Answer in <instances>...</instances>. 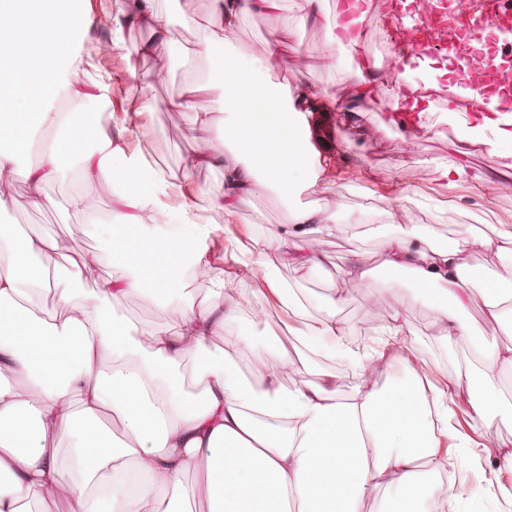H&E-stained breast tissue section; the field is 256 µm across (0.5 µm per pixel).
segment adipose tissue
<instances>
[{
  "label": "adipose tissue",
  "mask_w": 512,
  "mask_h": 512,
  "mask_svg": "<svg viewBox=\"0 0 512 512\" xmlns=\"http://www.w3.org/2000/svg\"><path fill=\"white\" fill-rule=\"evenodd\" d=\"M83 0H0V182L28 184L36 205L52 208L44 185L56 179L68 159L81 164L83 179L111 188L120 209L116 225L132 236L107 233L109 260L121 277L100 280L78 294L89 271L81 253L60 257L55 239L32 235L0 221V512H29L31 498L62 504L63 512H180V504L203 499L206 512H367L368 487L385 489L378 512H441L447 488L433 479L431 466L439 436H450L452 394L428 397L414 370L382 389L364 386L339 396L328 382L305 379L284 386L277 373L297 363L277 341L255 345L241 337V352L263 365L255 386L211 340L236 321L237 309L206 293L181 299L176 331L153 328L110 314L117 296L172 295L183 268L205 260L206 242L216 227L209 212L224 215V238L234 243L233 260L243 266L273 249L291 254L297 265L315 269L328 260L312 249L335 214L322 206L291 208L289 224L273 239L238 241L233 232L244 206L267 190L284 200L318 188L327 167L308 140V98L319 109L335 106L336 95L315 94L290 85L286 59H263L212 37L197 44L209 58L206 84L224 93V143L195 155L182 173L158 168L151 156L130 153L120 142L126 125L106 126L84 117L81 108L61 111L62 98L80 99L85 72L71 52L70 34L90 25ZM278 0H211L208 27L233 31L248 15L270 12ZM127 23L150 29L153 40L139 55L167 60L158 46L167 40L156 0H124ZM365 0H344L341 15L326 25L331 43L360 46ZM381 63L361 58L349 70L348 110L375 99ZM455 120L456 111H449ZM457 123V121H456ZM40 130L56 131L49 144L36 145ZM455 148L489 143L512 145V113L496 100L484 105L473 123H457ZM38 147L35 164L19 165L18 155ZM224 168L219 197L184 196L194 170ZM181 196L179 206L161 209L160 196ZM496 248L512 256V228L494 236L471 237L462 247H432L420 236L402 233L386 239L381 266L388 285L404 273L416 275L420 295L443 324L438 337L450 344L460 336L474 343L484 370L467 366L455 377L466 390L473 418L484 423L512 417V400L500 386L495 365L512 367V341L496 342L473 331L466 313L480 296L492 329L512 333V282L491 268L471 278V253ZM369 272L351 262L338 273L330 308L311 314L294 287L273 269L263 277L266 292L280 309L301 320L297 340L308 352L322 353L362 367L382 360L385 349L359 352L346 343L333 305L350 287L364 285ZM58 311L46 315L45 297ZM195 359L199 393L188 392L181 366ZM201 481L187 486L189 472Z\"/></svg>",
  "instance_id": "adipose-tissue-1"
}]
</instances>
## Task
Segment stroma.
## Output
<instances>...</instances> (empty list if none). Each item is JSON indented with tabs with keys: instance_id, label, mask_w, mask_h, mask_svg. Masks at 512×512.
Returning <instances> with one entry per match:
<instances>
[{
	"instance_id": "1",
	"label": "stroma",
	"mask_w": 512,
	"mask_h": 512,
	"mask_svg": "<svg viewBox=\"0 0 512 512\" xmlns=\"http://www.w3.org/2000/svg\"><path fill=\"white\" fill-rule=\"evenodd\" d=\"M304 5V0H283L281 10L244 17L240 23L239 42L263 58L276 53L287 58L288 68L310 87L343 94L348 75L349 55L331 44L323 28L309 26L295 33L299 51H292L289 41L277 40L276 35ZM159 8L169 32V43L162 49L168 59L165 80L144 86L152 73L155 60L151 57L129 62L127 53L133 46L150 41L151 30L123 25L118 52L112 63L113 82L121 83L127 100L146 99L147 105L130 125L125 135L128 149H137L140 142L152 143V158L162 169L179 171L190 163L200 146L209 142L223 144L224 130L218 120L224 115L220 88L210 87L196 94L200 111L212 113L215 125L195 123L192 113L169 109L170 99L184 92L192 83L202 82L209 69L207 58L196 55L194 47L200 35L199 25L207 19L210 0H160ZM136 65V74H129V65ZM377 101L361 106L358 123L339 126L334 137L320 141L328 155L336 156L340 177L333 186L301 195L304 203H318L336 215V222L321 236V246L335 257L336 263L322 269H303L287 255L269 250L259 257L252 277H263L264 266L276 267L280 276L301 288L311 312L328 304L338 267L350 260H359L371 272L369 281L354 288L350 299L336 309V320L346 331L364 327L371 333L399 318L411 333L413 350L427 352L442 381L452 380L465 354L471 350L468 338L455 339L443 346L437 341L441 323L436 311L417 295L413 275H405L402 283L388 288L380 263L381 242L385 236L401 231L418 234L434 246H458L474 234L484 232L489 225L512 226V195H499V184L512 185V147L487 145L478 147L468 160L471 175L466 180L448 185L441 174L442 165H456L459 156L448 143V105L444 99L432 101L425 114L426 134L413 140L382 129L380 101L388 100L386 84H379ZM83 178L78 167H71L68 178L45 185L46 194L57 206L46 209L30 201L27 183L14 181L8 195L10 206L0 212V219L11 222L22 217L24 224L40 235L55 236L64 250H94L106 254L107 244L97 233V227L112 221V199L92 205L89 211L76 213L69 209L71 196L83 190ZM289 211L280 196L266 191L244 206L236 220L242 239L270 238L281 233L288 223ZM233 246L223 233H215L207 243V258H219L217 276L223 279L222 289L212 282L195 281L184 275L185 293L202 295L216 292L219 299L238 297V319L210 347L224 351L236 360L243 375L253 383L262 379L257 363L242 358L238 351L240 337H252L263 342L277 336L287 349H294L298 319L276 305L258 311L256 302L243 299L245 285L242 266L231 258ZM116 314L152 325L175 329L178 325L177 298L149 297L133 294L118 297L108 303ZM448 507L450 512H465L486 481L483 470H448Z\"/></svg>"
}]
</instances>
